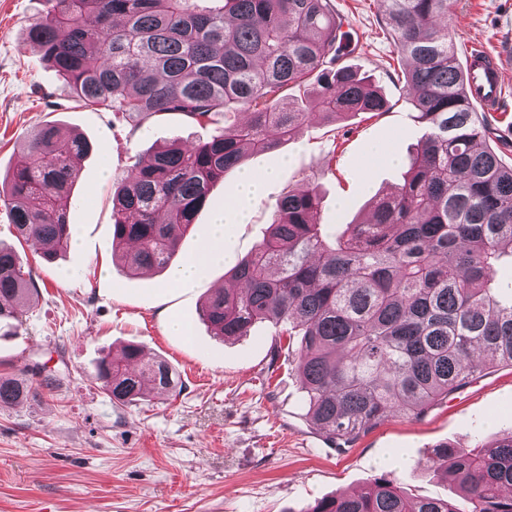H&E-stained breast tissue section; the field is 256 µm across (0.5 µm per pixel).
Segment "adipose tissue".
I'll use <instances>...</instances> for the list:
<instances>
[{
  "label": "adipose tissue",
  "mask_w": 512,
  "mask_h": 512,
  "mask_svg": "<svg viewBox=\"0 0 512 512\" xmlns=\"http://www.w3.org/2000/svg\"><path fill=\"white\" fill-rule=\"evenodd\" d=\"M261 185V179L253 173L246 172L242 174L223 213L215 216L210 232L202 240L198 250L187 257L183 264L173 271L171 275L172 286L180 287L196 281L204 274L210 264L224 259L226 255L224 238L228 230L226 221L230 218L239 224L246 221L248 214L244 201L256 193Z\"/></svg>",
  "instance_id": "ef3b65f1"
}]
</instances>
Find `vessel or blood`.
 I'll list each match as a JSON object with an SVG mask.
<instances>
[{
  "label": "vessel or blood",
  "instance_id": "vessel-or-blood-1",
  "mask_svg": "<svg viewBox=\"0 0 512 512\" xmlns=\"http://www.w3.org/2000/svg\"><path fill=\"white\" fill-rule=\"evenodd\" d=\"M466 91L471 101L483 112L497 114L503 98L505 79L512 65L503 56L483 49L470 52L466 58Z\"/></svg>",
  "mask_w": 512,
  "mask_h": 512
}]
</instances>
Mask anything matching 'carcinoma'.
I'll return each mask as SVG.
<instances>
[{"label": "carcinoma", "instance_id": "carcinoma-1", "mask_svg": "<svg viewBox=\"0 0 512 512\" xmlns=\"http://www.w3.org/2000/svg\"><path fill=\"white\" fill-rule=\"evenodd\" d=\"M46 0L27 28L40 60L79 101L139 121L179 114L198 125L224 115L206 142L178 140L138 157L112 197V252L129 273L166 269L212 185L248 154L269 151L304 124L284 103L314 82L322 114H382L376 85L340 64L345 42L335 0ZM401 80L424 133L403 183L376 198L340 236L317 220L318 186L277 204L268 235L231 270L236 288L201 308L213 335L258 323L301 337L296 361L307 416L329 441L350 445L396 413L420 415L476 373L512 366V164L491 147L495 118L473 108L465 70L442 25L448 0H381ZM238 114L244 121L234 120ZM92 146L56 124L31 131L0 188L19 237L46 242L50 263L70 246L77 167ZM23 259L0 246V324L20 321L32 291ZM112 404L132 406L176 387L172 367L133 343L97 365ZM28 380L0 377V405L28 399ZM431 466L452 476L468 507L409 502L385 475L304 512H512V433L476 449L448 444Z\"/></svg>", "mask_w": 512, "mask_h": 512}]
</instances>
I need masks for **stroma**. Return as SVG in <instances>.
<instances>
[{"mask_svg":"<svg viewBox=\"0 0 512 512\" xmlns=\"http://www.w3.org/2000/svg\"><path fill=\"white\" fill-rule=\"evenodd\" d=\"M44 8L43 0H0V174L46 122L86 136L94 149L81 165L80 203L69 216L80 250L46 263L39 249L17 241L0 205V245L17 249L35 286L18 327L0 336V376L28 379L36 389L21 404L0 406V512H305L384 473L407 498H457L430 469L432 451L512 433V368L476 374L420 416L393 415L339 448L308 421L296 353L281 347L276 328L260 323L249 335L222 339L199 316L210 290L262 241L289 192L317 184L319 221L336 234L367 217L373 196L401 184L422 130L390 71L397 49L377 0H336V10L357 45L345 64L376 82L389 111L330 122L313 107L297 135L247 158L243 168L279 174L247 200L248 223L230 225V260L186 291L168 290V274L132 276L113 263L112 185L135 154L176 138L207 140L213 126L177 114L138 126L82 106L26 38ZM447 27L459 49L512 56V0H451ZM239 171L213 187L177 260L197 248ZM170 317L192 325L194 344L166 333ZM131 342L165 359L178 385L117 407L95 367ZM389 457L400 467L386 468Z\"/></svg>","mask_w":512,"mask_h":512,"instance_id":"35a3bbf8","label":"stroma"}]
</instances>
